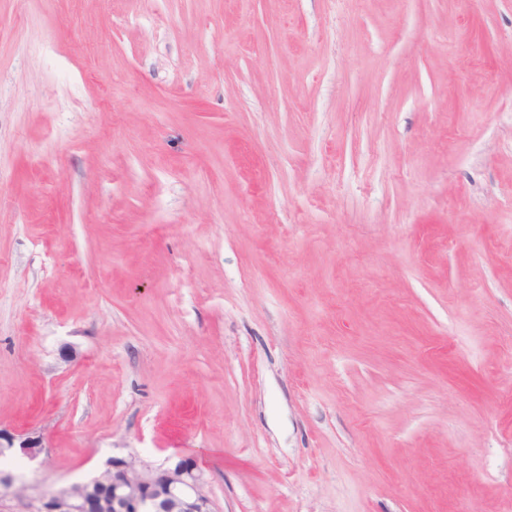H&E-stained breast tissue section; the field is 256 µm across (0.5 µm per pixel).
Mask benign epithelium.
I'll use <instances>...</instances> for the list:
<instances>
[{
  "label": "benign epithelium",
  "mask_w": 512,
  "mask_h": 512,
  "mask_svg": "<svg viewBox=\"0 0 512 512\" xmlns=\"http://www.w3.org/2000/svg\"><path fill=\"white\" fill-rule=\"evenodd\" d=\"M44 448L29 434L3 436L0 453L37 458ZM204 476L191 457L155 466L136 454L107 461L90 482H78L37 495L30 486L0 472V499L18 501L24 512H213Z\"/></svg>",
  "instance_id": "7a95c632"
}]
</instances>
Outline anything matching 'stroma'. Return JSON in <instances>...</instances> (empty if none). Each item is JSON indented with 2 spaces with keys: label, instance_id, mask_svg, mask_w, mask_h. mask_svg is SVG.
<instances>
[{
  "label": "stroma",
  "instance_id": "1",
  "mask_svg": "<svg viewBox=\"0 0 512 512\" xmlns=\"http://www.w3.org/2000/svg\"><path fill=\"white\" fill-rule=\"evenodd\" d=\"M0 428L512 512V0H0Z\"/></svg>",
  "mask_w": 512,
  "mask_h": 512
}]
</instances>
